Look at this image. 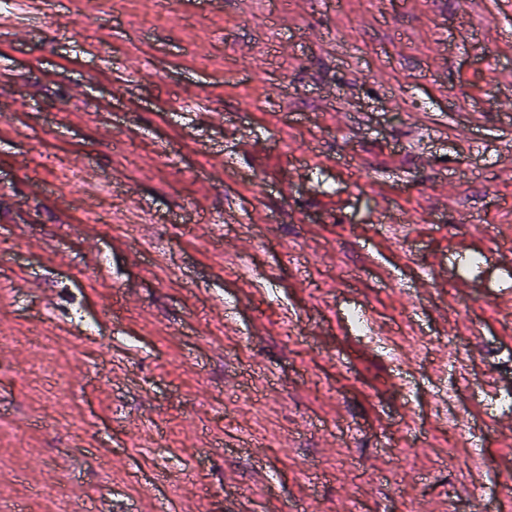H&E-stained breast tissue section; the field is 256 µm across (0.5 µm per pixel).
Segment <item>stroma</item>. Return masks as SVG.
Segmentation results:
<instances>
[{
    "mask_svg": "<svg viewBox=\"0 0 512 512\" xmlns=\"http://www.w3.org/2000/svg\"><path fill=\"white\" fill-rule=\"evenodd\" d=\"M29 24L0 31V505L512 504V0Z\"/></svg>",
    "mask_w": 512,
    "mask_h": 512,
    "instance_id": "1",
    "label": "stroma"
}]
</instances>
